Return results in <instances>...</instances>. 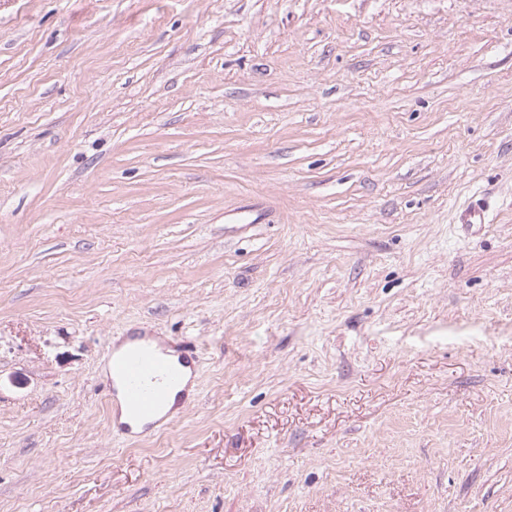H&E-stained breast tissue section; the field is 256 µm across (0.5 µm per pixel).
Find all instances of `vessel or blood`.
<instances>
[{"label": "vessel or blood", "mask_w": 512, "mask_h": 512, "mask_svg": "<svg viewBox=\"0 0 512 512\" xmlns=\"http://www.w3.org/2000/svg\"><path fill=\"white\" fill-rule=\"evenodd\" d=\"M461 224H483L487 210L481 200L464 203L457 212ZM193 352L171 355L164 346L152 345L148 337H132L125 349H113L109 360V385L121 394L127 412L116 428L124 439L137 438L139 431H151L170 422L164 407L169 392L180 387L188 374L198 373Z\"/></svg>", "instance_id": "obj_1"}]
</instances>
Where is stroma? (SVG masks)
<instances>
[{"mask_svg": "<svg viewBox=\"0 0 512 512\" xmlns=\"http://www.w3.org/2000/svg\"><path fill=\"white\" fill-rule=\"evenodd\" d=\"M0 512H512V0H0ZM458 224H485L487 210L481 199H470L457 212ZM147 336H133L127 344L112 346L109 360V387L112 395L119 390L124 408L128 414L126 422L117 423L113 417V428L125 440L137 439L155 427L170 423L169 411L180 397L188 395L190 388L185 384L169 396V392L180 387L186 380L188 369L191 378L199 373V361L190 351H181L178 357L171 355L164 346H153ZM186 389V391H183ZM167 412V413H164ZM122 417V420H123ZM142 431H134L137 428Z\"/></svg>", "mask_w": 512, "mask_h": 512, "instance_id": "obj_1", "label": "stroma"}]
</instances>
